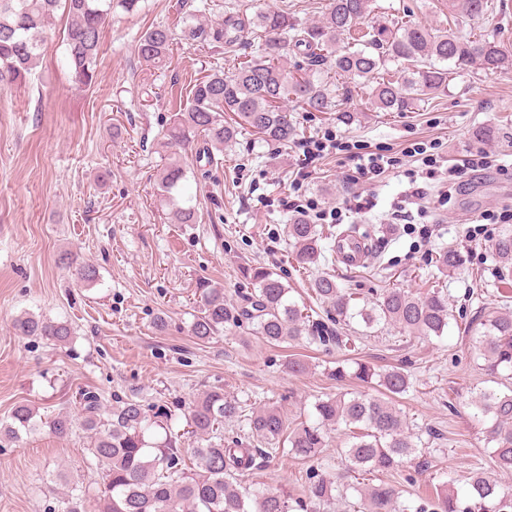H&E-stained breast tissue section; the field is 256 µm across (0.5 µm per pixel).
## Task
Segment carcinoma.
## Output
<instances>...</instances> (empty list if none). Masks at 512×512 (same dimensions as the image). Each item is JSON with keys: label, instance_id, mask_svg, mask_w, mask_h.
Segmentation results:
<instances>
[{"label": "carcinoma", "instance_id": "cac0c4a2", "mask_svg": "<svg viewBox=\"0 0 512 512\" xmlns=\"http://www.w3.org/2000/svg\"><path fill=\"white\" fill-rule=\"evenodd\" d=\"M141 0H0V85L26 80L42 57L46 26L61 10L70 19L65 39V60L75 85L91 87L97 79L101 34L112 20V10L127 15L140 10ZM488 0H454L451 7L469 17L486 11ZM372 0H329L322 21L297 24L282 11L261 10L248 21L229 7L219 22L204 24L196 15L180 19L183 36L222 47L229 52L246 43L255 47L250 59L231 74L214 69L194 80L185 106L172 116L161 147H187L199 136L204 146L198 158L214 160V152L237 141L243 130L266 144H285L297 136L288 118V102L305 112H334L336 121H351V110L337 99L333 83L321 77L324 66L336 70L355 84L369 88L371 112H410L424 97L448 89V64L469 66L492 75L512 56L497 38L461 36L439 27L409 21L363 28L371 14ZM170 27L147 29L136 44L144 61L162 64L171 58ZM302 60L287 69L288 51ZM185 169L169 162L160 175L161 196L169 206L172 224L198 223L197 204L183 198L181 182ZM295 260L302 266L318 263L321 256L316 225L298 217L285 225ZM493 250L499 266L512 271V230L495 240ZM444 274L455 271L463 259L456 249L439 254ZM76 279L90 285L99 279L97 269L71 260ZM244 288L236 298L209 280L199 282L197 314L191 335L206 341L220 330L238 329L268 344H320L348 349L355 337L343 336L337 325L356 319L367 329L389 326L412 334L440 337L451 316L448 293L432 288L423 295L399 288L387 289L366 305L354 309L351 297L339 287L336 276L325 274L311 283L316 299L336 311L335 327L304 313L289 299L290 288L267 266L244 270ZM15 329L39 336L53 345L72 342L74 328L66 321L28 313L19 316ZM468 331L476 337L485 371L494 377L502 371L512 375V308L481 309L470 319ZM352 376L363 387L358 392L336 393L314 404L315 421L288 430L282 410L272 404L258 410L246 408L214 385L184 407L187 430L171 431L173 414L165 405L145 404L137 397L116 402L104 410L96 391L80 390L76 404L81 425L90 435V454L104 481L100 512H321L336 498L335 483L316 467L307 471L309 484L302 497L286 491L251 490L239 476L256 467L259 458H272L288 443V452L315 463L326 447L328 430L337 424L354 426L351 444L342 449L346 467L352 471H384L417 452L414 435L396 408L394 399L412 387V374L403 367L377 370L366 362L355 363L352 372L342 366L334 377ZM474 417L493 420L488 441L492 468L512 473V392L484 389L471 397ZM65 412L49 421H38L26 404L15 406L9 420L0 422V435L15 437L19 431L43 426L59 435L73 428ZM248 428L247 440L224 436V425ZM453 480L435 488V495L412 507L400 492L382 482L364 490L355 489L363 512H512V494L499 489L482 471L467 479L464 496L450 493ZM62 512H84L82 487L71 485L63 499Z\"/></svg>", "mask_w": 512, "mask_h": 512}]
</instances>
